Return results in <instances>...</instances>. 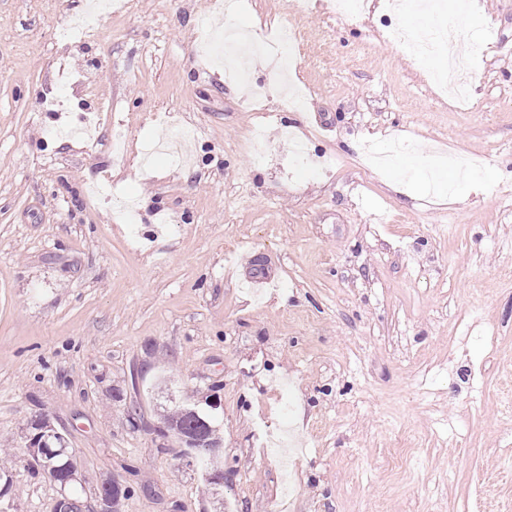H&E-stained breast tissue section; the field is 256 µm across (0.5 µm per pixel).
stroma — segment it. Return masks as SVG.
I'll use <instances>...</instances> for the list:
<instances>
[{"label":"stroma","instance_id":"35a3bbf8","mask_svg":"<svg viewBox=\"0 0 512 512\" xmlns=\"http://www.w3.org/2000/svg\"><path fill=\"white\" fill-rule=\"evenodd\" d=\"M335 2L120 0L72 44L57 33L88 0H0V512L61 496L27 450L41 417L84 498L131 482L120 512H512V0H473L460 109L390 40L447 7L351 22ZM203 14L295 27L305 116L285 129L268 98L269 162L246 100L270 63L225 78ZM87 78L74 108L111 119L93 143L58 139L76 117L45 90ZM176 124L185 162L146 154ZM397 139L472 178L450 194L374 163ZM103 185L137 206L136 233ZM186 403L221 443L220 490L157 433ZM267 425L299 443L290 460L261 448Z\"/></svg>","mask_w":512,"mask_h":512}]
</instances>
